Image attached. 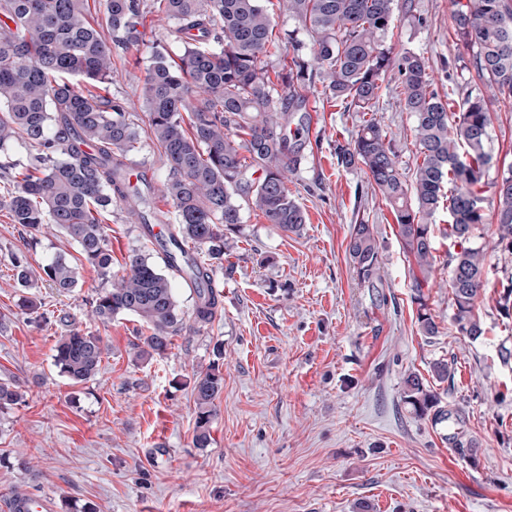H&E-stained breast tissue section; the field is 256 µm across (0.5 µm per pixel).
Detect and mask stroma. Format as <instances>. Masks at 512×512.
I'll list each match as a JSON object with an SVG mask.
<instances>
[{
	"label": "stroma",
	"mask_w": 512,
	"mask_h": 512,
	"mask_svg": "<svg viewBox=\"0 0 512 512\" xmlns=\"http://www.w3.org/2000/svg\"><path fill=\"white\" fill-rule=\"evenodd\" d=\"M263 4L284 40L267 61L274 77L294 55L312 58L313 46L284 0ZM452 10L451 0H397L386 44L396 57L407 50L424 55L439 94L456 87L450 109L458 113L467 93L484 86L468 69L470 53L454 32ZM171 28L153 0H143L140 41L113 50L107 86L109 96L128 105L141 134L128 163L144 167L158 185L167 170L140 89L155 51L181 55ZM305 97L308 145L288 180L306 216L302 230H278L243 208L240 230L215 268L221 314L174 337L164 356L136 359L144 329L134 316L94 320L89 302L105 283L73 241L55 231L31 239L0 210V382L22 395L0 411V512L19 490L51 498L56 512L85 505L96 512H512V362L497 356L499 347L512 349V318L497 306L512 253L497 242L495 204L485 200L488 222L474 240L488 268L476 306L483 335H459L451 324L453 243L441 236L424 289L440 332L423 335L392 213L364 168L337 164V144L354 137L364 115L330 98L316 78ZM403 98L402 78L390 70L374 118L408 177L420 157ZM490 136L497 174L512 166V106H493ZM358 218L375 226L379 291L361 286L348 263L349 229ZM105 226L114 275L123 274L132 253L159 259L154 241L122 206H113ZM15 252L36 270L65 257L77 271L76 288L61 294L41 279L18 287L9 263ZM27 297L38 314L24 307ZM62 310L109 349L88 382L72 383L54 365L66 331ZM442 359L454 364L448 384L432 375ZM214 364L224 388L211 443L198 448L192 378ZM412 372L431 383L442 405L462 412L477 444L474 457H460L443 427L416 418L401 402V382Z\"/></svg>",
	"instance_id": "35a3bbf8"
}]
</instances>
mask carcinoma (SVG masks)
Listing matches in <instances>:
<instances>
[{
  "instance_id": "cac0c4a2",
  "label": "carcinoma",
  "mask_w": 512,
  "mask_h": 512,
  "mask_svg": "<svg viewBox=\"0 0 512 512\" xmlns=\"http://www.w3.org/2000/svg\"><path fill=\"white\" fill-rule=\"evenodd\" d=\"M88 0H0V150L11 141L30 149L33 172L15 178L0 194L32 239L60 230L78 247L101 279L110 283L89 301L91 314L107 323L119 314L135 316L147 335L136 351L145 360L164 355L189 323L208 324L218 312L214 268L184 249L190 243L209 259L224 257L227 235L239 231L241 203L260 211L267 223L297 232L306 223L287 182L304 159L302 144L286 133L288 111L305 101L309 63L299 57L278 74L283 95L274 97L264 59L277 55L274 21L261 0H155L176 23L183 44L179 60L157 51L142 81V106L168 175L161 186L177 218L164 267L139 253L125 273L112 276V254L102 224L120 200L146 204L140 185L125 181L123 158L136 149L139 134L125 103L94 92L112 81V48L139 39L141 0H102L103 22L87 17ZM452 19L472 52L479 80L492 86L495 101L512 103V0H452ZM288 12L310 34L324 92L360 112H373L386 73L403 77L405 110L414 118L422 161L407 182L387 132L366 119L347 145L336 147L338 166L366 169L370 185L392 210L403 254L414 265L413 300L425 336L439 327L422 293L437 262L435 214L448 209L447 235L457 251L448 255L451 321L477 338L484 333L475 314L487 276L483 250L474 246L484 224L486 194L495 202L498 244L512 251V167L489 178L492 103L468 95L460 113L433 88L425 57L405 51L392 57L385 38L395 25V0H287ZM108 35H103V31ZM347 253L358 281L369 288L382 281L374 226L359 219L350 226ZM13 278L31 286L27 258L10 257ZM49 285L70 293L77 272L61 256L43 267ZM188 277L199 288L193 316L180 309L172 277ZM69 319L55 345L54 365L75 383L94 378L108 348L103 339ZM224 385L219 367L194 375V444L210 445V423ZM401 401L415 417L442 424L461 419L441 405L423 379L409 374ZM448 443L465 455L475 443L463 428Z\"/></svg>"
}]
</instances>
